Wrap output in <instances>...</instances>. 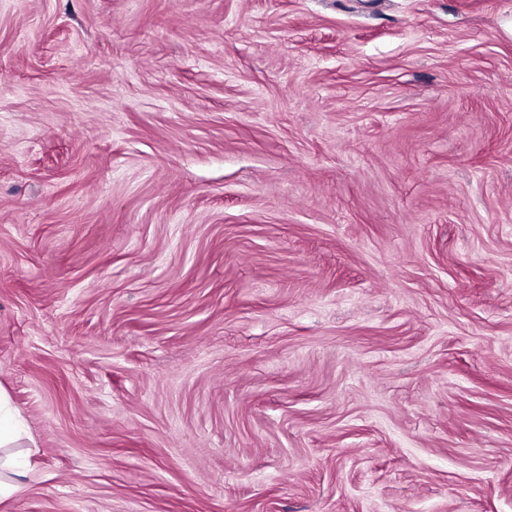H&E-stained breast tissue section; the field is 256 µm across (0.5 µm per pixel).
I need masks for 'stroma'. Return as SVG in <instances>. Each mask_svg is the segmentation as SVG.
<instances>
[{
  "instance_id": "35a3bbf8",
  "label": "stroma",
  "mask_w": 512,
  "mask_h": 512,
  "mask_svg": "<svg viewBox=\"0 0 512 512\" xmlns=\"http://www.w3.org/2000/svg\"><path fill=\"white\" fill-rule=\"evenodd\" d=\"M512 0H0V512H512Z\"/></svg>"
}]
</instances>
